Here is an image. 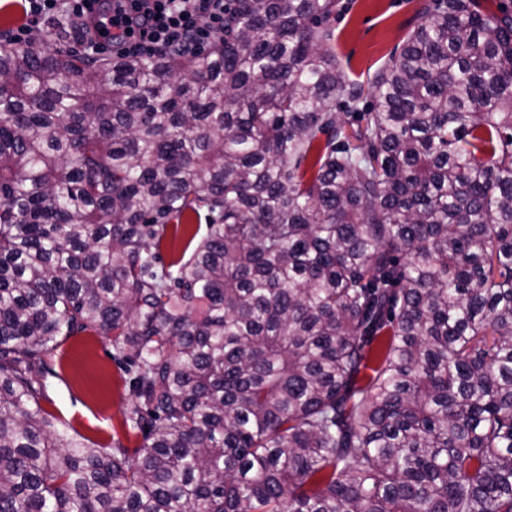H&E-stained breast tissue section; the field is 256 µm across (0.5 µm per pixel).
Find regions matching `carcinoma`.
Returning a JSON list of instances; mask_svg holds the SVG:
<instances>
[{
	"instance_id": "cac0c4a2",
	"label": "carcinoma",
	"mask_w": 512,
	"mask_h": 512,
	"mask_svg": "<svg viewBox=\"0 0 512 512\" xmlns=\"http://www.w3.org/2000/svg\"><path fill=\"white\" fill-rule=\"evenodd\" d=\"M426 12L351 133L336 0H225L192 55L0 37V512H512V10ZM88 330L132 454L41 404Z\"/></svg>"
}]
</instances>
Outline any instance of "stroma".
Wrapping results in <instances>:
<instances>
[{
    "instance_id": "35a3bbf8",
    "label": "stroma",
    "mask_w": 512,
    "mask_h": 512,
    "mask_svg": "<svg viewBox=\"0 0 512 512\" xmlns=\"http://www.w3.org/2000/svg\"><path fill=\"white\" fill-rule=\"evenodd\" d=\"M428 0H339L329 21L336 60L348 80L366 85L391 61L394 49L425 19ZM105 337H68L47 359L44 407L56 430L82 441L128 449L142 437L124 424L129 401L126 376Z\"/></svg>"
}]
</instances>
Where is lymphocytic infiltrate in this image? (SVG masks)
<instances>
[{"label": "lymphocytic infiltrate", "mask_w": 512, "mask_h": 512, "mask_svg": "<svg viewBox=\"0 0 512 512\" xmlns=\"http://www.w3.org/2000/svg\"><path fill=\"white\" fill-rule=\"evenodd\" d=\"M28 23L63 15L89 20V49L116 57H149L166 49L187 50L224 37V0H26Z\"/></svg>", "instance_id": "f902f5d3"}]
</instances>
